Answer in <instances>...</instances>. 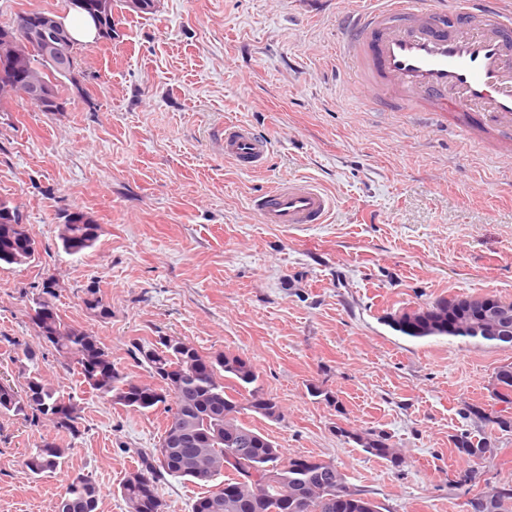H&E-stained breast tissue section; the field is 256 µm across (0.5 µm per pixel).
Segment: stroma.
<instances>
[{"instance_id": "35a3bbf8", "label": "stroma", "mask_w": 512, "mask_h": 512, "mask_svg": "<svg viewBox=\"0 0 512 512\" xmlns=\"http://www.w3.org/2000/svg\"><path fill=\"white\" fill-rule=\"evenodd\" d=\"M364 4L125 6L112 41L76 45L63 111L22 95L0 107V199L37 245L30 265L0 267V381L20 388L36 369L81 407L74 435L0 415V512H50L78 474L100 487L98 512H127L119 484L168 422L160 408L112 405L63 368L30 319L49 278L64 320L91 331L136 382L150 377L132 343L160 336L250 360L284 418L244 421L285 456L334 464L380 512H473L478 494L512 486V429L490 421L494 373L512 363V346L414 340L384 322L440 298L512 302V155L438 115L366 106L337 54L341 16ZM228 120L272 141L262 170L225 158ZM301 177L336 200L330 222L261 223L253 199ZM76 209L101 231L72 255L59 216ZM93 282L109 318L85 309ZM311 384L333 402L309 396ZM349 430L386 433L401 465L365 454ZM463 433L492 453L462 456ZM45 440L64 448L65 465L29 478L25 456ZM158 494L163 512H192L202 489L167 476Z\"/></svg>"}]
</instances>
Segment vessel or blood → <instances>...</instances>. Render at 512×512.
Returning <instances> with one entry per match:
<instances>
[{
	"instance_id": "obj_1",
	"label": "vessel or blood",
	"mask_w": 512,
	"mask_h": 512,
	"mask_svg": "<svg viewBox=\"0 0 512 512\" xmlns=\"http://www.w3.org/2000/svg\"><path fill=\"white\" fill-rule=\"evenodd\" d=\"M344 57L361 96L415 105L463 123L512 153V12L502 0H370L343 17ZM224 156L263 167L270 139L228 122ZM262 223L325 224L334 200L316 184L294 179L258 197Z\"/></svg>"
}]
</instances>
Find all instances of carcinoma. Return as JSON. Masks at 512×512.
Listing matches in <instances>:
<instances>
[{
  "label": "carcinoma",
  "instance_id": "1",
  "mask_svg": "<svg viewBox=\"0 0 512 512\" xmlns=\"http://www.w3.org/2000/svg\"><path fill=\"white\" fill-rule=\"evenodd\" d=\"M45 64L37 54L0 37V101L14 94H28L25 82L44 76ZM63 249L76 254L91 248L100 236V225L82 211L61 216ZM32 239L20 214L8 200L0 199V265L24 266V245ZM55 282L48 279L33 299L32 321L38 336L52 345L81 383L114 405L149 411L159 407L170 414L159 447L143 453L142 466L126 474L120 494L129 512H162L158 480L164 476L185 478L208 485L232 472V476L207 491L199 501H209L212 512H284L283 503L299 498L306 512H380L373 500L351 492L340 498L337 486L344 483L331 463L312 456L283 457L260 431L243 423L239 415L250 404L267 398L253 364L233 353L204 356L185 340L160 336L154 343L132 344L135 362L147 369L158 384H143V396L133 398L126 387L132 380L119 370L112 356L92 332L66 322L52 302ZM394 330L413 339L452 337L480 344L512 343V302L487 296L438 300L427 308L402 311L386 317ZM492 395L512 405V364L498 367ZM0 414L50 421L57 429L78 432L79 404L46 382L38 373L27 377L19 393L0 382ZM224 427V437L211 436L214 426ZM341 433L366 454L401 464L398 453L382 432ZM458 452L480 459L490 451L484 441L460 435ZM65 450L51 441L30 449L25 472L52 473L64 463ZM98 485L87 476L71 478L65 494L52 512H85L88 501L99 502ZM487 500L492 512H508L512 488H493L471 501L474 512Z\"/></svg>",
  "mask_w": 512,
  "mask_h": 512
}]
</instances>
